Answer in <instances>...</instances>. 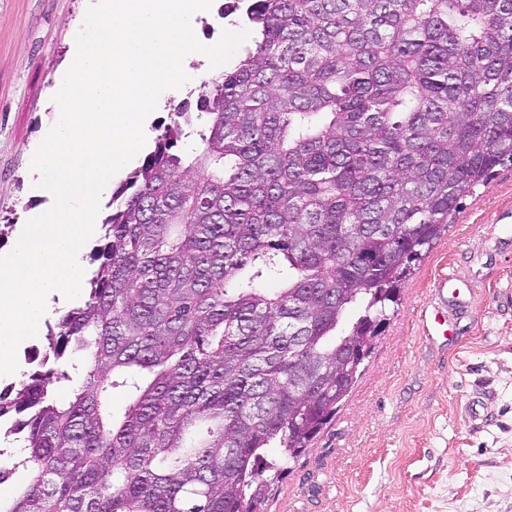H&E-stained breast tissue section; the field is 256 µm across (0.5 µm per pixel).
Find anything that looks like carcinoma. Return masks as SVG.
<instances>
[{
	"label": "carcinoma",
	"instance_id": "cac0c4a2",
	"mask_svg": "<svg viewBox=\"0 0 512 512\" xmlns=\"http://www.w3.org/2000/svg\"><path fill=\"white\" fill-rule=\"evenodd\" d=\"M238 11L254 47L196 113L173 109L112 193L84 300L0 391L19 446L0 450V484L28 475L0 512H263L363 372L373 346L350 337L512 162V0ZM187 128L194 148L173 151ZM79 356L73 399L51 400Z\"/></svg>",
	"mask_w": 512,
	"mask_h": 512
}]
</instances>
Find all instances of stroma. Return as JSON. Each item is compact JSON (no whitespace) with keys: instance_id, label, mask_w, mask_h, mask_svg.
I'll return each instance as SVG.
<instances>
[{"instance_id":"stroma-1","label":"stroma","mask_w":512,"mask_h":512,"mask_svg":"<svg viewBox=\"0 0 512 512\" xmlns=\"http://www.w3.org/2000/svg\"><path fill=\"white\" fill-rule=\"evenodd\" d=\"M88 0H0V252L53 200L30 178ZM216 69L195 64L165 91L144 153L176 106L195 105ZM512 165L463 197L453 223L400 287L364 372L272 487L265 512H512ZM461 279L468 315L428 336L437 281ZM478 401L481 419L467 407Z\"/></svg>"}]
</instances>
